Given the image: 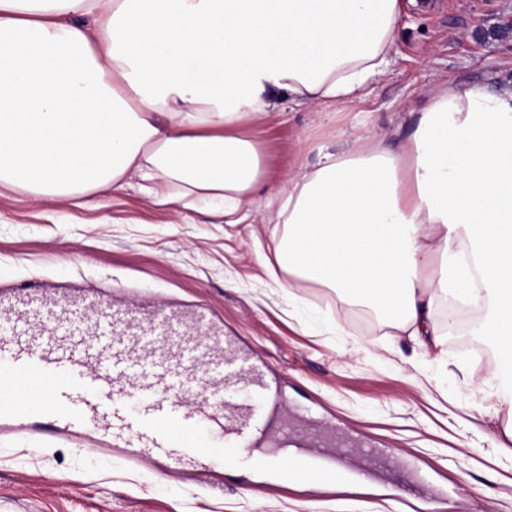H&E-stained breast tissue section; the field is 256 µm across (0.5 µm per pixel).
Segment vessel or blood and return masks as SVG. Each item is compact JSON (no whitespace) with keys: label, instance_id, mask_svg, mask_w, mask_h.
Listing matches in <instances>:
<instances>
[{"label":"vessel or blood","instance_id":"b4317fda","mask_svg":"<svg viewBox=\"0 0 512 512\" xmlns=\"http://www.w3.org/2000/svg\"><path fill=\"white\" fill-rule=\"evenodd\" d=\"M0 385L15 391L0 405L12 420L91 426L174 463L205 453L229 466L272 436L284 448H325L334 437L269 412L262 372L204 311L185 318L95 293L13 295L0 318ZM202 426L223 435V447L201 451L194 435ZM337 454L341 477L372 475L390 463L382 449L346 441Z\"/></svg>","mask_w":512,"mask_h":512}]
</instances>
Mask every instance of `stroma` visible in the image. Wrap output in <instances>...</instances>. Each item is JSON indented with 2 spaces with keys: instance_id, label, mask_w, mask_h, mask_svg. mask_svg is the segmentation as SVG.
Listing matches in <instances>:
<instances>
[{
  "instance_id": "stroma-1",
  "label": "stroma",
  "mask_w": 512,
  "mask_h": 512,
  "mask_svg": "<svg viewBox=\"0 0 512 512\" xmlns=\"http://www.w3.org/2000/svg\"><path fill=\"white\" fill-rule=\"evenodd\" d=\"M511 21L512 0H408L394 62L366 98L336 112L283 102L238 129L265 170L240 223L129 188L86 193L79 206L24 189L0 195V295L25 285L147 311L206 308L263 371L285 416L389 449L392 474L370 484L283 481L247 457L174 465L118 438L101 449L86 430L46 435L0 419V512H512V401L494 379V351L451 334L420 347L371 327L365 307L332 289L290 279L267 206L289 171L317 165L319 147L409 129L431 86L511 82L512 37L483 36ZM403 472L446 496L404 486Z\"/></svg>"
}]
</instances>
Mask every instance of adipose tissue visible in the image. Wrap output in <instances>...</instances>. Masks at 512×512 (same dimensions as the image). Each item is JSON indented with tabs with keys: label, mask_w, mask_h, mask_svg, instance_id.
Returning a JSON list of instances; mask_svg holds the SVG:
<instances>
[{
	"label": "adipose tissue",
	"mask_w": 512,
	"mask_h": 512,
	"mask_svg": "<svg viewBox=\"0 0 512 512\" xmlns=\"http://www.w3.org/2000/svg\"><path fill=\"white\" fill-rule=\"evenodd\" d=\"M402 0H0V190L136 180L239 213L264 177L238 128L285 97L336 109L384 76ZM289 277L438 346V300L482 317L512 395V87L428 90L399 146L322 152L277 189Z\"/></svg>",
	"instance_id": "obj_1"
}]
</instances>
